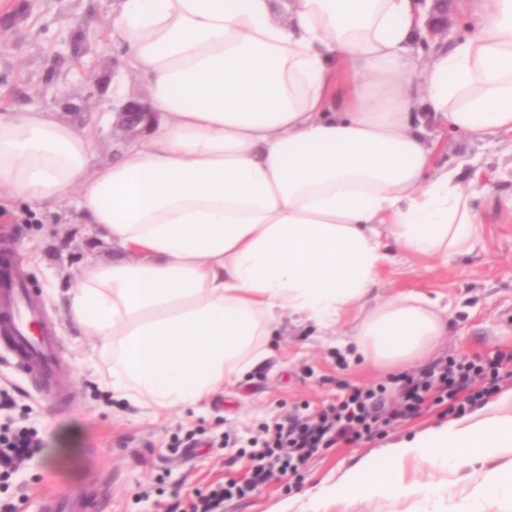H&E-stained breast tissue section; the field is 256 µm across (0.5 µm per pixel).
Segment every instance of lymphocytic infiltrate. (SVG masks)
<instances>
[{"label":"lymphocytic infiltrate","instance_id":"f902f5d3","mask_svg":"<svg viewBox=\"0 0 512 512\" xmlns=\"http://www.w3.org/2000/svg\"><path fill=\"white\" fill-rule=\"evenodd\" d=\"M512 353L485 363L447 356L415 374L400 377V401L387 405L381 392L352 388L314 415H287L266 427L251 454L245 478L230 481L206 495L189 498L180 512H223L225 500L242 497L279 474L297 472L319 449L354 444L420 412L426 403L445 405L449 414H463L487 398L502 379ZM44 442L26 427H0V477L9 476L33 458Z\"/></svg>","mask_w":512,"mask_h":512}]
</instances>
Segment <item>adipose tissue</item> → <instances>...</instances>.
Wrapping results in <instances>:
<instances>
[{"label":"adipose tissue","mask_w":512,"mask_h":512,"mask_svg":"<svg viewBox=\"0 0 512 512\" xmlns=\"http://www.w3.org/2000/svg\"><path fill=\"white\" fill-rule=\"evenodd\" d=\"M479 31L416 62V0H121L127 45L159 123L116 162L90 168V135L49 111H0V197L75 205L124 256L68 293V314L112 366L113 396L206 411L268 352L283 319L336 327L380 366L448 333L420 294L376 302L389 243L421 256L483 237L475 193L435 165L429 120L512 135V0H461ZM324 497L411 499L419 512L512 503V410L402 441ZM501 459L465 495L449 479ZM440 474L407 481L406 460Z\"/></svg>","instance_id":"adipose-tissue-1"}]
</instances>
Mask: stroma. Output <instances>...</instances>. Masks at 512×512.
Segmentation results:
<instances>
[{
  "mask_svg": "<svg viewBox=\"0 0 512 512\" xmlns=\"http://www.w3.org/2000/svg\"><path fill=\"white\" fill-rule=\"evenodd\" d=\"M118 0H0V107L56 112L89 130L93 164L116 159L123 147L115 108L142 90L127 68L125 47L112 35ZM437 165L475 179V204L484 235L472 252L418 257L390 246L380 272L378 301L409 292L438 301L450 328L438 355L487 359L512 352V215L501 208L512 197V153L505 146L429 123ZM15 251L29 283L41 294L72 371L74 406L57 410L0 349V390L16 404L0 411L47 440L40 455L10 478L0 498L27 494L20 512H34L46 492L103 494L98 512H176L186 495L209 493L242 477L250 467L248 439L281 417L321 410L344 386L383 389L398 401V377L423 361L382 368L350 357L348 324L320 331L286 323L270 354L237 384L224 388L206 413L157 409L112 399L99 380L111 366L94 337L70 321L65 295L84 269L111 261L118 249L84 223L72 208L34 210L0 197V248ZM444 407L417 416L356 444L321 449L296 474L273 478L244 497L225 500L224 512H408L409 503L321 502V488L335 485L359 461L387 463L391 444L447 423ZM196 447H186L187 438Z\"/></svg>",
  "mask_w": 512,
  "mask_h": 512,
  "instance_id": "obj_1",
  "label": "stroma"
}]
</instances>
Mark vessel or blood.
<instances>
[{
	"label": "vessel or blood",
	"instance_id": "obj_1",
	"mask_svg": "<svg viewBox=\"0 0 512 512\" xmlns=\"http://www.w3.org/2000/svg\"><path fill=\"white\" fill-rule=\"evenodd\" d=\"M43 310L11 251L1 250L0 342L17 368L43 386L52 404L65 406L72 402V387L65 380L70 366L62 355L57 330L45 320ZM95 507L93 498L73 493H47L38 502V512H94Z\"/></svg>",
	"mask_w": 512,
	"mask_h": 512
}]
</instances>
